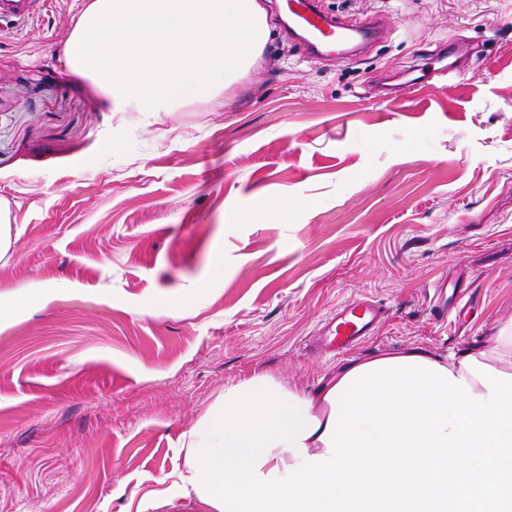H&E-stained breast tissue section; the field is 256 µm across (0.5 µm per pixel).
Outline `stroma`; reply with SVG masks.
Segmentation results:
<instances>
[{
  "mask_svg": "<svg viewBox=\"0 0 512 512\" xmlns=\"http://www.w3.org/2000/svg\"><path fill=\"white\" fill-rule=\"evenodd\" d=\"M261 2L249 73L172 112L114 111L62 63L86 0L0 21V512H204L161 501L225 383L312 392L512 322V0H319L379 21L349 58L309 57ZM451 40L468 58L438 71ZM443 278L465 291L444 321ZM356 298L387 309L374 335L307 348Z\"/></svg>",
  "mask_w": 512,
  "mask_h": 512,
  "instance_id": "stroma-1",
  "label": "stroma"
}]
</instances>
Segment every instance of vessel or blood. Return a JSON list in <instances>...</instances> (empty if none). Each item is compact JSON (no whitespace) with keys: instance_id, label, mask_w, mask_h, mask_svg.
I'll return each instance as SVG.
<instances>
[{"instance_id":"vessel-or-blood-1","label":"vessel or blood","mask_w":512,"mask_h":512,"mask_svg":"<svg viewBox=\"0 0 512 512\" xmlns=\"http://www.w3.org/2000/svg\"><path fill=\"white\" fill-rule=\"evenodd\" d=\"M289 18L293 25L327 46L339 30L314 6L312 0H289ZM384 308L371 300H354L336 309L324 325L311 336L309 345L319 353L340 354L353 349L371 336L382 320Z\"/></svg>"}]
</instances>
